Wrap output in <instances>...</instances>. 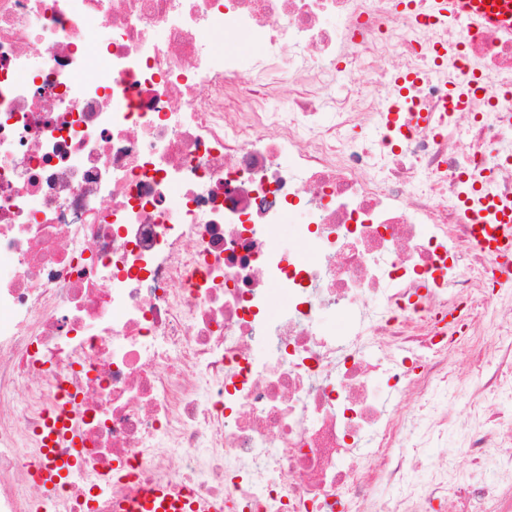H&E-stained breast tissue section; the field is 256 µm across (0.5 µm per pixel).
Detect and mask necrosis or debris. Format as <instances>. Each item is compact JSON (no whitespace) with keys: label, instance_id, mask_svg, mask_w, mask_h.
Instances as JSON below:
<instances>
[{"label":"necrosis or debris","instance_id":"1","mask_svg":"<svg viewBox=\"0 0 512 512\" xmlns=\"http://www.w3.org/2000/svg\"><path fill=\"white\" fill-rule=\"evenodd\" d=\"M488 193L512 196V34L434 0H0V512L147 483L224 512L512 497ZM60 409L82 455L47 498Z\"/></svg>","mask_w":512,"mask_h":512}]
</instances>
